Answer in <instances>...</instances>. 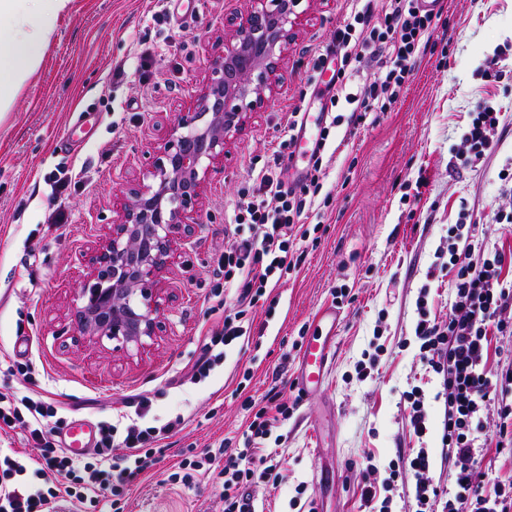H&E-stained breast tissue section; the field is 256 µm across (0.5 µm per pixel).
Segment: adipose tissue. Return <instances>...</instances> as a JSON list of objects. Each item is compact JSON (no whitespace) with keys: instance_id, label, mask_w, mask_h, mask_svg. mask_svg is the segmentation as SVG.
I'll list each match as a JSON object with an SVG mask.
<instances>
[{"instance_id":"obj_1","label":"adipose tissue","mask_w":512,"mask_h":512,"mask_svg":"<svg viewBox=\"0 0 512 512\" xmlns=\"http://www.w3.org/2000/svg\"><path fill=\"white\" fill-rule=\"evenodd\" d=\"M71 0H0V108L36 71Z\"/></svg>"}]
</instances>
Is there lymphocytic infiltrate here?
I'll return each instance as SVG.
<instances>
[{
    "label": "lymphocytic infiltrate",
    "mask_w": 512,
    "mask_h": 512,
    "mask_svg": "<svg viewBox=\"0 0 512 512\" xmlns=\"http://www.w3.org/2000/svg\"><path fill=\"white\" fill-rule=\"evenodd\" d=\"M436 12L419 0H367L351 9L333 32L328 48L338 58L336 85L321 140L311 154L305 176L285 185L281 161L293 145L292 133L303 118L304 106L288 117L278 147L262 167L252 170L237 190L233 218L224 232V251L214 271L210 313L215 327L202 354L186 374L199 384L221 366L228 347L249 341L248 314L267 288L297 272L306 254L300 242L311 236L305 219L319 207L326 177L323 153L331 132L345 125H366L371 115L385 112L400 99L412 67L431 44ZM375 62L373 81L348 89L354 72L365 61ZM472 240L461 234L448 238L449 263L454 271L448 318L419 319L415 335L422 357L442 381L444 414L441 457L448 463L452 490L431 483L432 457L419 448L409 466L415 479L417 512H512V481L484 485L469 461L476 441L497 449H512V368H487L489 335H512V279L503 277L512 266V251L497 249L477 263H464L460 253L471 252ZM152 399L139 394L126 399L115 419L101 421L92 452L82 458L68 455L55 442L67 419L55 402L29 395L0 394V430L21 429L32 455L0 456V512H124L132 483L157 460L161 440L181 430L185 418L175 415L161 425L146 421ZM497 405L498 421L487 425L484 410ZM241 406L253 414L243 445L211 448L196 458L182 459L175 482L191 486L197 477L212 480L220 490L223 512H255L246 486L255 474L276 482L277 465L261 454L260 446L289 414L280 393L262 400L244 397Z\"/></svg>",
    "instance_id": "1"
}]
</instances>
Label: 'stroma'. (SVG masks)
<instances>
[{"instance_id": "35a3bbf8", "label": "stroma", "mask_w": 512, "mask_h": 512, "mask_svg": "<svg viewBox=\"0 0 512 512\" xmlns=\"http://www.w3.org/2000/svg\"><path fill=\"white\" fill-rule=\"evenodd\" d=\"M156 0H73L57 22L36 73L0 114V361L25 357L36 377L0 374V393L33 390L62 401L66 417L108 420L122 400L149 394L148 422L183 415L159 461L132 488L126 512H219L211 481L173 485L181 459L239 440L251 415L236 393L243 373L254 398L281 392L287 420L265 446L282 479L254 478L246 491L256 512H359L365 483L382 485L388 468L420 447L447 483L436 434L420 438L409 424L407 394L421 388L432 421L443 403L439 378L419 356L420 316H448L453 272L448 230L474 225L485 251L512 245V207L499 174L512 166V0H442L432 47L419 57L400 101L374 125L347 133L328 157L329 195L318 242H304L306 261L264 295L251 315L248 344L227 352L204 383H181L214 325L209 312L213 269L224 248L238 186L277 144L289 112L311 93L310 62L325 50L351 9L350 0H297L295 35L280 82L231 138L223 162L207 175L190 243L164 274L156 336L144 347L82 336L76 326L78 272L107 233L128 186L141 179L151 148L174 115L187 111L199 84L224 55L231 19L252 0H179L198 21L155 24ZM149 62H141L142 50ZM499 60L487 68L490 57ZM499 111L493 147L464 162L463 135L475 112ZM80 181L64 195L60 172ZM65 206V233L47 218ZM343 287L350 299L336 303ZM337 306L341 324L324 383L307 402L291 386L299 350L315 314Z\"/></svg>"}]
</instances>
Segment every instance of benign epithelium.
Wrapping results in <instances>:
<instances>
[{
	"instance_id": "benign-epithelium-1",
	"label": "benign epithelium",
	"mask_w": 512,
	"mask_h": 512,
	"mask_svg": "<svg viewBox=\"0 0 512 512\" xmlns=\"http://www.w3.org/2000/svg\"><path fill=\"white\" fill-rule=\"evenodd\" d=\"M297 0H253L224 40V56L174 119L146 181L129 187L109 232L83 272L78 307L84 334L143 345L158 328V286L194 231L193 211L211 165L271 95L292 37Z\"/></svg>"
}]
</instances>
